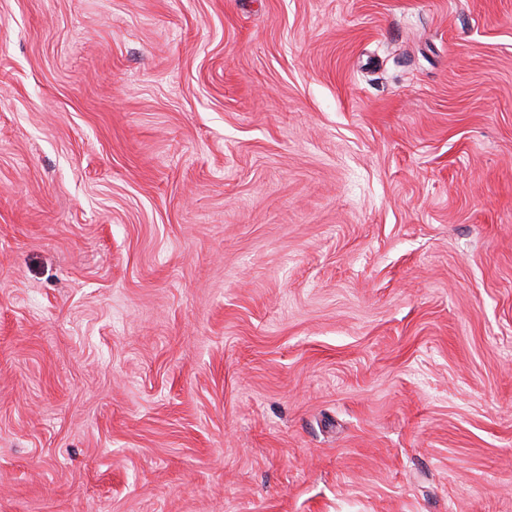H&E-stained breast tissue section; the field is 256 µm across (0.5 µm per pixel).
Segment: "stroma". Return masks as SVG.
I'll use <instances>...</instances> for the list:
<instances>
[{
    "instance_id": "obj_1",
    "label": "stroma",
    "mask_w": 512,
    "mask_h": 512,
    "mask_svg": "<svg viewBox=\"0 0 512 512\" xmlns=\"http://www.w3.org/2000/svg\"><path fill=\"white\" fill-rule=\"evenodd\" d=\"M0 512H512V0H0Z\"/></svg>"
}]
</instances>
